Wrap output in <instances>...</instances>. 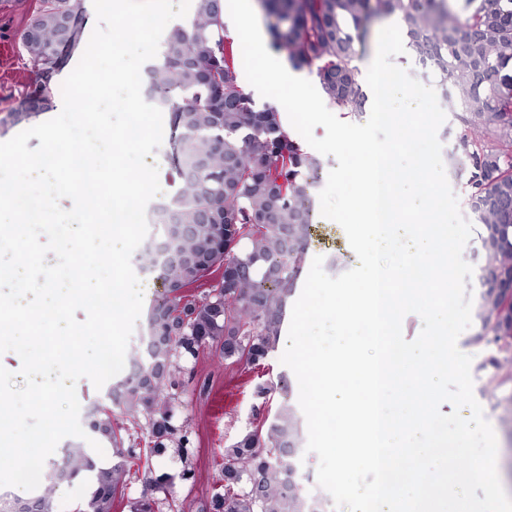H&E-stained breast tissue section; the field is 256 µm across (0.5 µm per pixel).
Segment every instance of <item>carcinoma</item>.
<instances>
[{"mask_svg": "<svg viewBox=\"0 0 512 512\" xmlns=\"http://www.w3.org/2000/svg\"><path fill=\"white\" fill-rule=\"evenodd\" d=\"M222 0H195V20L163 40L156 71L170 98L173 161L184 175L172 205L188 234L175 258L161 268L165 295L148 316L167 313L147 365L136 378L112 388L94 433L108 445L112 468L98 474L97 488L78 512H156L153 494L164 483L143 468L172 440L176 355L215 348L224 360L253 366L276 346L288 298L314 225L310 189L318 159L302 150L274 107L258 109L238 81V48L224 38ZM274 17L271 35L295 69L316 68L328 101L342 111L362 108L365 95L352 62L362 31L374 14L400 19L409 49L431 62L438 84H450L464 132L448 165L467 176V203L474 216L476 249L512 284V0H263ZM75 0H38L23 33L39 85L8 116L16 123L50 109L62 66L59 48L80 40ZM224 138V148L213 141ZM238 240L237 258L224 244ZM472 341L496 348L477 370L491 373L497 393L492 410L509 424L512 440V287L488 288L479 279ZM137 408L149 416L145 448L127 445L128 429L113 408ZM164 421L162 430L156 429ZM299 435L297 410L282 404L260 430L224 448V490L211 498L212 512H309L292 456ZM70 476L94 469L83 448L65 449ZM145 476L151 492L125 499L132 480Z\"/></svg>", "mask_w": 512, "mask_h": 512, "instance_id": "carcinoma-1", "label": "carcinoma"}]
</instances>
